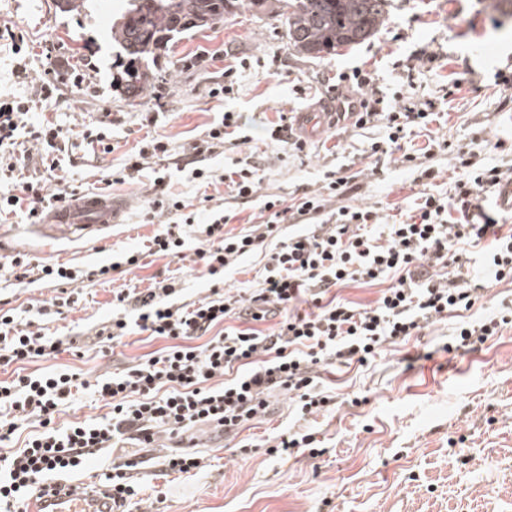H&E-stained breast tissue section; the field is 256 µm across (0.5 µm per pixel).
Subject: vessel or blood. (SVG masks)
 <instances>
[{
	"instance_id": "1",
	"label": "vessel or blood",
	"mask_w": 512,
	"mask_h": 512,
	"mask_svg": "<svg viewBox=\"0 0 512 512\" xmlns=\"http://www.w3.org/2000/svg\"><path fill=\"white\" fill-rule=\"evenodd\" d=\"M326 118L323 112H301L295 126L303 134L315 137L323 130ZM125 209V199L83 194L65 207L47 212L32 231L48 237L94 239L118 224ZM28 512H112V503L86 484L74 483L56 495L30 500Z\"/></svg>"
}]
</instances>
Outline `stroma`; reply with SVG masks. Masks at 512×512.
Wrapping results in <instances>:
<instances>
[{
  "instance_id": "obj_1",
  "label": "stroma",
  "mask_w": 512,
  "mask_h": 512,
  "mask_svg": "<svg viewBox=\"0 0 512 512\" xmlns=\"http://www.w3.org/2000/svg\"><path fill=\"white\" fill-rule=\"evenodd\" d=\"M488 0H391L386 20L364 43L338 56L314 58L291 48L285 30L270 16L241 9L213 29L189 34L161 52L154 80L140 99H126L112 86L114 14L126 0H87L81 12H56L53 0H0V101L37 98L44 69L64 77L57 108L34 110L32 122L56 120L73 129L65 143L62 175L82 192L108 188L129 200L121 224L94 241L53 240L22 234L27 219H0L4 254L21 253L32 262L79 268L115 261L126 251L143 252L134 274L113 272L110 282L71 286L73 310L39 315L52 286L19 284L0 276V301L21 322L56 336H79L112 318V299L122 289L147 288L158 274L177 277V302L208 295L211 284L196 261L195 237H187L182 258L146 254L150 239L167 224L193 216L205 221L212 205L235 214L227 231H246L263 198L297 199L323 184L329 170L357 171L347 205L377 208L399 219L420 191L415 171L388 163L379 175L365 173L364 152L384 140L382 126H350L336 137L309 141L305 152L284 150L270 133L280 113L319 109V97L340 73L370 72L386 93L399 89L398 63L426 49L434 62L413 73L418 97L445 101L442 132L451 147L474 153L478 163L512 167V22L503 23ZM22 33L26 56L15 55L5 30ZM51 54H44V47ZM234 77L225 80V68ZM223 96H213L216 88ZM227 112L239 113L249 142L203 154L193 146ZM111 124L112 153L93 151L83 129ZM162 141L167 152L149 159L132 178L117 181L130 155ZM256 162L263 177L251 202L227 195L220 180L225 167ZM211 171L212 184L193 181V169ZM164 177L165 195L180 198L186 212L148 219L144 202ZM274 247L266 242L226 275L228 287L243 295L258 288ZM512 309V282L489 284L475 306L435 322L423 335L386 344L368 363L349 361L322 371L335 405L300 418L287 395L270 397L268 412L236 437L200 426L189 439L206 463L197 476L166 473L159 460L138 470L141 486L127 512H512V324L475 351L448 350L461 322ZM161 338L127 336L113 352H64L27 365V372L67 368L88 380L137 364L164 347ZM312 435L317 456L294 451L269 453L283 431Z\"/></svg>"
}]
</instances>
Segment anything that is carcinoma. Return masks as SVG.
Masks as SVG:
<instances>
[{
    "label": "carcinoma",
    "instance_id": "obj_1",
    "mask_svg": "<svg viewBox=\"0 0 512 512\" xmlns=\"http://www.w3.org/2000/svg\"><path fill=\"white\" fill-rule=\"evenodd\" d=\"M243 0H129L112 24L118 61L112 86L134 97L151 86L149 61L187 34L211 29L235 13ZM288 43L311 57L336 55L374 36L390 0H275Z\"/></svg>",
    "mask_w": 512,
    "mask_h": 512
}]
</instances>
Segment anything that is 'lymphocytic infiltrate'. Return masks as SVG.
Here are the masks:
<instances>
[{
	"label": "lymphocytic infiltrate",
	"instance_id": "lymphocytic-infiltrate-1",
	"mask_svg": "<svg viewBox=\"0 0 512 512\" xmlns=\"http://www.w3.org/2000/svg\"><path fill=\"white\" fill-rule=\"evenodd\" d=\"M59 80L54 70H47L39 100L0 102V213L18 210L33 224L44 208L66 204L77 193L64 181L54 193H46V179L55 178L61 167L64 133L53 121L29 120L37 104H52ZM339 80L344 85L339 99L352 101L340 120L359 129L377 123L386 130V141L373 142L367 152L371 172H378L383 156L397 152L402 163L415 164L419 179L433 182L438 170L400 151L408 131H424L430 146L449 152L461 172L450 191L423 193L405 220L384 226L375 209L342 205L355 177L329 170L322 192L289 205L276 197L265 200L267 218L250 231L227 232L230 215L211 210L205 242L196 253L212 282L209 295L175 303L177 289L167 277L144 290L119 292L110 324L93 337L97 343L118 344L135 329L165 339V347L92 381L69 369L18 372L0 380V442L10 440L20 422L32 419L39 425L23 448L0 452V512H25L30 499L83 472L91 458L126 440L152 448L161 436L175 438L162 457L163 466L173 473L197 474L204 462L180 440V433L200 423L236 433L265 413L267 396L275 389L287 392L301 415L319 413L333 398L316 383L318 368L353 358L366 361L385 342L417 335L448 314L474 306L480 295L470 284L468 244L488 241L487 278L512 280V230L496 233L476 203L479 192H494L511 180L512 168L479 166L467 152L449 150L447 139L433 127L440 113L436 102L407 92L383 94L360 70ZM31 143L44 150L46 176L16 181V173L30 160ZM286 223L304 224L308 230L286 236ZM270 238L278 245L264 267L260 288L248 297L225 288L226 270ZM0 270L20 284L53 285L57 293L51 304L58 308L72 303L68 285L85 278L107 281L112 274L108 265L83 271L59 263L35 264L20 253L0 255ZM351 282H381L385 288L373 306L362 310L330 299L332 288ZM248 305L254 327L225 328V320ZM269 311L279 315V322L258 328ZM202 336L206 344L194 346ZM72 347L71 340L24 328L14 313L0 309V366L30 364ZM219 377L224 385H216ZM83 392L104 402L108 415L58 425L61 412ZM142 462L139 455L125 457L105 472L103 485L113 507L121 510L138 495L133 473Z\"/></svg>",
	"mask_w": 512,
	"mask_h": 512
}]
</instances>
